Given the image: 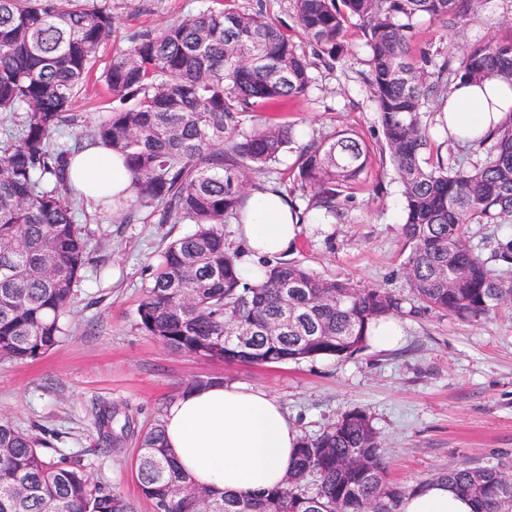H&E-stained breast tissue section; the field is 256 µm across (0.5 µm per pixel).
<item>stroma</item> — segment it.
Here are the masks:
<instances>
[{"instance_id":"35a3bbf8","label":"stroma","mask_w":512,"mask_h":512,"mask_svg":"<svg viewBox=\"0 0 512 512\" xmlns=\"http://www.w3.org/2000/svg\"><path fill=\"white\" fill-rule=\"evenodd\" d=\"M115 33L103 45L95 77L72 109L78 121L62 126L57 143L72 142L107 115L110 104L96 77L136 34L165 25L224 0H111ZM415 51H447L488 33L512 36V0H488L481 17L447 33L422 16L415 21ZM348 53L334 68H314L305 96L242 114L250 131L266 122L294 128L296 149L285 153L272 186L290 191L298 175L301 145L349 128L368 143L362 184L336 223L305 221L287 258L323 277L406 292L402 195L380 154V134L366 76L368 50L359 20L350 19ZM76 222L93 235L94 249L74 288L63 342L42 357L15 363L0 358V416L46 438L57 453L81 460L96 482L116 487L136 512H153L138 488L133 460L138 438L191 380L225 382L265 391L305 437L323 432L341 415L364 410L381 442L388 477L412 488L461 466L512 461V309L478 321L406 301L400 320L404 345L373 346L339 359L300 363L212 362L168 349L137 326V309L160 253L189 234L188 224L121 223L113 216L76 208ZM112 414V452L100 455V412Z\"/></svg>"}]
</instances>
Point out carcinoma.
Returning a JSON list of instances; mask_svg holds the SVG:
<instances>
[{
  "mask_svg": "<svg viewBox=\"0 0 512 512\" xmlns=\"http://www.w3.org/2000/svg\"><path fill=\"white\" fill-rule=\"evenodd\" d=\"M311 54L263 10L209 9L139 34L112 56L101 80L112 107L85 134L119 153L134 176L137 208L123 222H187L145 287L137 326L173 351L246 364L341 358L368 346L381 318L404 313L386 288L321 277L297 261L264 262L243 281L242 251L224 243L251 191L293 148L292 127L244 132L240 114L306 94L318 65L345 54L350 18L363 22L367 83L381 150L402 187L407 286L423 308L478 320L512 307V239L496 241L488 266L470 243L471 224L512 222V112L468 165L429 161L425 114L441 112L464 85L497 77L512 84V38L489 35L451 55L412 52L414 21L444 30L476 20L487 0H288ZM109 0H0V358L27 362L57 347L63 318L89 252L75 224L66 178L68 147L53 145L87 82L100 47L112 40ZM369 147L338 131L302 148L297 180L303 213L336 215L351 202ZM247 335L240 347L229 336ZM158 422L140 437L135 475L154 512H399L406 487L390 482L370 418L353 410L303 438L284 486L256 494L216 493L181 471ZM47 443L0 419V512H135L112 485L90 479L78 460L48 458ZM507 465L452 468L437 475L471 498L474 512H512Z\"/></svg>",
  "mask_w": 512,
  "mask_h": 512,
  "instance_id": "1",
  "label": "carcinoma"
}]
</instances>
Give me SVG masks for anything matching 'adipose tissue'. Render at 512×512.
<instances>
[{
  "instance_id": "adipose-tissue-1",
  "label": "adipose tissue",
  "mask_w": 512,
  "mask_h": 512,
  "mask_svg": "<svg viewBox=\"0 0 512 512\" xmlns=\"http://www.w3.org/2000/svg\"><path fill=\"white\" fill-rule=\"evenodd\" d=\"M504 89L492 78L457 91L448 102L449 130L477 137L501 123L512 109ZM68 182L97 214L107 211V198L128 200L132 176L119 156L92 145L71 157ZM298 231L287 196L253 192L240 226L241 278L258 281L260 258L286 254ZM163 424L169 453L196 484L234 494L280 486L300 438L268 393L221 381L184 390L165 407ZM400 512H473V504L448 483L429 480L402 499Z\"/></svg>"
}]
</instances>
